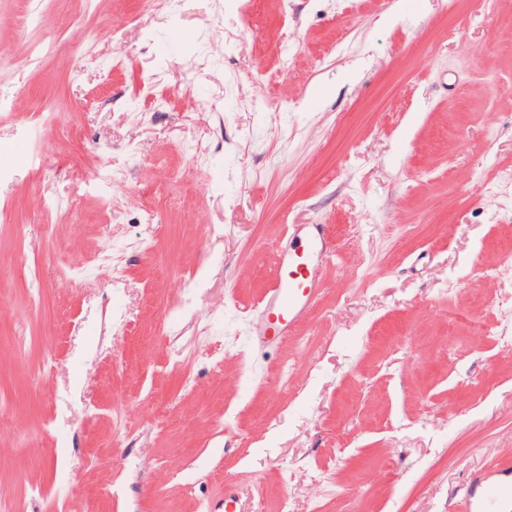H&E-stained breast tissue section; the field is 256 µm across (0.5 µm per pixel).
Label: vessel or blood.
<instances>
[{
    "mask_svg": "<svg viewBox=\"0 0 512 512\" xmlns=\"http://www.w3.org/2000/svg\"><path fill=\"white\" fill-rule=\"evenodd\" d=\"M329 250L324 238L308 235L282 257L276 276L257 307L259 335L283 337L317 298L315 277ZM462 512H512V469L494 468L471 477Z\"/></svg>",
    "mask_w": 512,
    "mask_h": 512,
    "instance_id": "1",
    "label": "vessel or blood"
}]
</instances>
